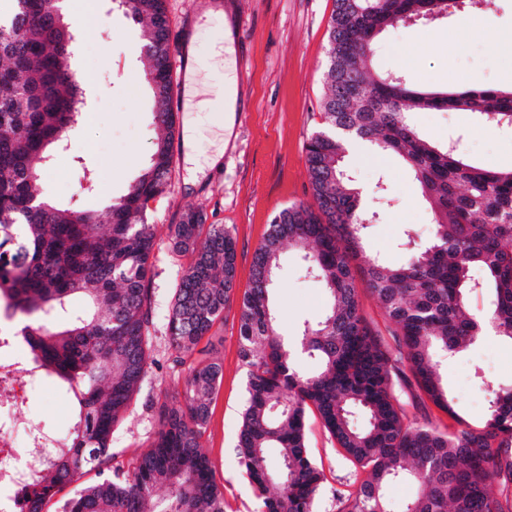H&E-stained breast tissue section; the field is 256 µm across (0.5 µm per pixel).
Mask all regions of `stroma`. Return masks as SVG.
<instances>
[{
    "label": "stroma",
    "mask_w": 512,
    "mask_h": 512,
    "mask_svg": "<svg viewBox=\"0 0 512 512\" xmlns=\"http://www.w3.org/2000/svg\"><path fill=\"white\" fill-rule=\"evenodd\" d=\"M214 3L223 8V18L208 14ZM167 6L172 40L181 46L189 38L197 40V94L184 103L176 121L171 188L156 199L150 212L157 231L150 283L151 358L128 419L112 435L113 462L124 467L146 451L159 429L160 404L184 396L188 368L172 363L167 322L188 260L173 251L169 227L188 211H203L207 223L223 225L236 245L233 298L223 319L193 354L194 359H213L223 366L203 442L224 488V512H261L235 452L247 396L240 356V303L251 286L254 253L272 219L284 208L311 198L304 145L322 126L328 21L334 0H167ZM94 8L96 25L79 33L78 39L94 50L100 91L78 113L68 156L45 170L43 187L55 202L100 211L138 175L157 129L147 75L137 53L140 24L113 9L112 0H95ZM224 29L229 30L234 48L227 62L220 57L219 34ZM369 69L374 75L403 73L416 88L512 86V0L467 4L435 22L388 29L378 40ZM228 74L235 79L238 107L234 134L227 141L216 127L213 105ZM414 121L432 141L454 139L460 152L478 165L512 167V129L485 126L463 111L418 112ZM189 130L198 145L196 161L204 166L193 187L184 184L183 138ZM219 150L224 153L221 163L206 166L207 157ZM84 163L96 171L98 193L81 195L76 190ZM348 166L365 189L364 205L377 213L356 265L376 256L401 259L404 231H412L422 242L430 238L431 215L398 158L366 148L349 154ZM379 182L385 187L381 196L374 192ZM273 303L280 332L291 337L300 335L304 324L318 320L328 307L326 290L307 274L299 254L289 247L282 253ZM439 372L455 399L457 417L431 405L417 407L408 397L404 403L410 419L447 433L458 430L463 421L478 426L487 411V383L512 382V343L483 337L463 354L443 357ZM24 401L25 417L68 436L75 406L53 379L31 385ZM306 440L324 474L313 512H337L340 499L355 490L360 477L337 454L318 415L307 416Z\"/></svg>",
    "instance_id": "1"
}]
</instances>
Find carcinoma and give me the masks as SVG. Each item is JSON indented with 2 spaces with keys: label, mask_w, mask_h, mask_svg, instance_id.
<instances>
[{
  "label": "carcinoma",
  "mask_w": 512,
  "mask_h": 512,
  "mask_svg": "<svg viewBox=\"0 0 512 512\" xmlns=\"http://www.w3.org/2000/svg\"><path fill=\"white\" fill-rule=\"evenodd\" d=\"M477 0H335L328 29L323 126L305 145L312 202L276 215L255 251L252 286L241 303L240 354L248 398L236 452L263 512H312L323 473L306 443L316 411L341 454L365 474L339 512H388L387 490L410 481L418 495L404 512H512V384L489 388L484 422L453 433L408 421L395 389L457 416L439 376V357L456 355L493 334L512 342V168L469 162L456 146L434 144L415 112L466 111L490 127L512 128V88L422 92L397 74L371 76L375 38L396 25L438 20ZM166 0H116L142 24L141 57L159 130L153 150L126 191L110 200L106 220L51 201L40 188L49 149L69 146L68 132L86 105L72 69L77 36L61 3L11 0L0 11V301L27 317L21 335L28 370L57 378L79 406L69 439L30 427L51 447L26 473L27 512H224V491L204 450L212 395L222 367L192 363L184 402L159 407L160 429L128 470L114 468L112 434L126 419L147 373L148 306L156 226L149 203L170 187L174 114ZM359 141L402 159L433 217L425 245L410 231L397 263L371 259L359 269L368 212L343 166ZM173 250L190 262L175 292L167 330L179 361L223 318L233 296L236 248L224 225L196 211L170 226ZM303 252L309 274L326 288L325 316L307 323L292 351L278 332L271 296L284 245ZM475 268L483 278L472 277ZM396 326L395 346L360 314L356 279ZM491 290L482 315L468 294ZM88 309L71 314L75 293ZM303 355L315 371H299ZM362 412L364 425L354 422ZM96 479L68 499L56 495L83 474ZM165 495L158 496L159 490Z\"/></svg>",
  "instance_id": "carcinoma-1"
}]
</instances>
